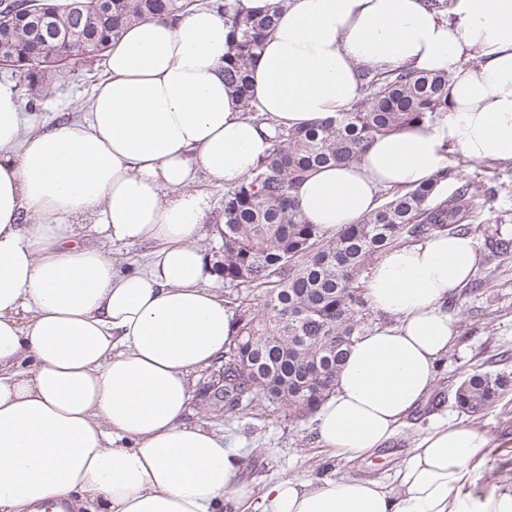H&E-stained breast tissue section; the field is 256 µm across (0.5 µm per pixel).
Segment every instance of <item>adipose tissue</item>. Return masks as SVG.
Instances as JSON below:
<instances>
[{
  "label": "adipose tissue",
  "mask_w": 512,
  "mask_h": 512,
  "mask_svg": "<svg viewBox=\"0 0 512 512\" xmlns=\"http://www.w3.org/2000/svg\"><path fill=\"white\" fill-rule=\"evenodd\" d=\"M274 13L252 70L254 115L224 84L229 30L206 4L130 26L85 118L49 121L0 83V512H237L235 452L188 422L190 376L233 335L216 289L224 237L201 178L232 188L279 129L350 111L364 70L445 71L448 112L375 139L358 162L313 171L295 199L336 233L415 187L456 150L512 161V0H231ZM150 244L122 271L104 244ZM481 260L469 235L437 232L386 251L365 283L389 316L351 346L315 413L318 441L356 460L394 437L430 392L458 335L448 301ZM488 437L437 421L393 484L340 477L269 482L268 512H512V487H480Z\"/></svg>",
  "instance_id": "1"
}]
</instances>
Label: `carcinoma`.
I'll return each instance as SVG.
<instances>
[{
  "label": "carcinoma",
  "mask_w": 512,
  "mask_h": 512,
  "mask_svg": "<svg viewBox=\"0 0 512 512\" xmlns=\"http://www.w3.org/2000/svg\"><path fill=\"white\" fill-rule=\"evenodd\" d=\"M197 0H77L78 9L55 0H0V28L11 37V69L36 104L50 72L41 54L59 49L67 62L101 55L136 20L185 13ZM230 49L224 56V83L247 111H252L251 67L275 16H242L229 6ZM55 10L65 16L62 28L38 32L30 13ZM365 96L351 111L322 123L280 130L270 153L239 184L224 192V287L240 295L235 309V336L221 363L211 369L215 388L203 390L200 405L213 416L230 418L265 400L288 411L291 420L312 415L333 388L354 339L365 333L368 305L360 274L378 256L408 240L435 232L470 234L481 220L477 194L482 184L462 174L470 161L441 170L410 189H388L384 201L356 224L327 237L301 218L291 196L315 168L356 160L377 137L413 123L434 122L448 112V74L410 68L361 75ZM455 184L435 202L443 183ZM267 338L263 365L270 384L258 388L237 368L251 337ZM512 393V373H468L455 392L457 407L476 414Z\"/></svg>",
  "instance_id": "obj_1"
}]
</instances>
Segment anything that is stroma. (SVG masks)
<instances>
[{
	"label": "stroma",
	"mask_w": 512,
	"mask_h": 512,
	"mask_svg": "<svg viewBox=\"0 0 512 512\" xmlns=\"http://www.w3.org/2000/svg\"><path fill=\"white\" fill-rule=\"evenodd\" d=\"M106 61V56H93L58 72L41 97L40 107L56 116L82 112L97 80L106 75ZM464 173L478 181L494 179L498 187L497 195L483 199L482 224L474 234L481 263L468 288L448 308L458 322L457 340L441 358L431 392L393 439L366 459L348 461L332 456L318 443L314 416L292 422L284 410L270 406L244 411L224 422L191 405L189 420L223 433L238 456L255 454L254 463L239 467L235 476L237 484L252 491L246 512H264L262 489L279 477L315 484L342 476L391 483L409 450L442 418L468 420L488 436L489 463L483 484H512V394L469 418L459 412L454 401V393L469 370H512V252L496 258L491 255L492 240L512 237V162L476 160Z\"/></svg>",
	"instance_id": "obj_1"
}]
</instances>
